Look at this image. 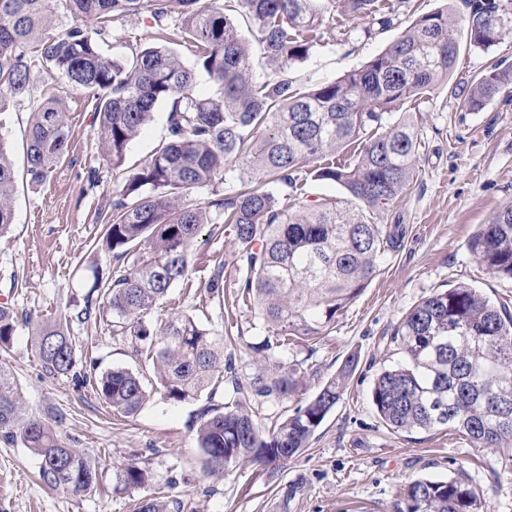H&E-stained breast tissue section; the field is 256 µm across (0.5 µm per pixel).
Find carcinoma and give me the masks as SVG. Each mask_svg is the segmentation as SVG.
Returning <instances> with one entry per match:
<instances>
[{
  "label": "carcinoma",
  "mask_w": 512,
  "mask_h": 512,
  "mask_svg": "<svg viewBox=\"0 0 512 512\" xmlns=\"http://www.w3.org/2000/svg\"><path fill=\"white\" fill-rule=\"evenodd\" d=\"M76 22L53 27L46 0H0V115L7 101L30 92L34 71L55 73L66 86L93 93L100 149L118 167L127 145L151 120L155 107L170 103L168 141L112 197V222L104 238L117 260L141 243L137 257L112 281H94L77 318L112 316V332L152 361L165 398L195 399L208 392L197 414L196 441L209 475H222L243 461L279 468L307 447L342 398L358 365L349 354L336 376L290 415L261 428L249 403L258 397L282 401L295 381L275 367L276 355L295 343H312L336 327V319L361 294L386 248H397L400 225L375 222V214L410 190L419 174L421 134L403 112L384 117L439 85L478 110L508 85L512 64L499 58L469 87L450 78L459 46L457 23L470 45H498L500 26L512 30V0H465L468 12L426 14L404 29L382 52L338 79L306 89L288 69L308 58L326 16L371 15L387 28L392 18L377 0H237L255 28L259 56L219 0H65ZM148 13L160 33L173 25L198 51L186 66L164 45L108 55L100 20ZM275 64L281 76L257 82L258 65ZM214 82L213 94L195 93V69ZM64 98L44 99L32 112L26 143V175L44 184L69 150ZM363 140L358 161L342 166L330 157ZM314 178L341 186L346 197L296 214L282 191L297 189L298 174L312 164ZM246 166L254 186L224 192V173ZM16 174L0 142V237L13 224ZM195 189L208 198L187 200ZM207 224H223L240 245L235 255L236 299L257 311L268 336L261 350L270 368L240 376L224 359V336L193 316L177 314L156 326L151 311L185 278L192 247ZM474 257L492 275L512 279V210L500 213L470 242ZM105 298L93 306V294ZM208 292L224 298V267H217ZM13 309L0 306V349L17 329ZM391 342L404 362L383 369L371 396L387 427L396 431L446 429L478 448L512 439V307L462 285L435 293L401 320ZM32 346L49 377L70 373L78 363L71 336L58 324L38 327ZM98 395L112 410L133 415L146 399L140 377L117 367L94 376ZM223 403H214L218 389ZM0 437L27 448L39 461V477L50 488L75 494L94 488L98 463L59 435L54 425L24 411L20 387L0 365ZM149 472L130 460L121 468L125 488L149 484ZM404 512H483L479 491L460 478L421 479L404 489ZM136 512H181V503L146 496Z\"/></svg>",
  "instance_id": "1"
}]
</instances>
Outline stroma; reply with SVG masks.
Returning a JSON list of instances; mask_svg holds the SVG:
<instances>
[{
	"instance_id": "35a3bbf8",
	"label": "stroma",
	"mask_w": 512,
	"mask_h": 512,
	"mask_svg": "<svg viewBox=\"0 0 512 512\" xmlns=\"http://www.w3.org/2000/svg\"><path fill=\"white\" fill-rule=\"evenodd\" d=\"M378 3L395 9L391 29L370 30L369 18L362 16L327 18L323 38L306 60L292 66L290 77L308 86L336 79L378 54L418 16L449 3L457 12L465 10L462 0ZM107 28L103 48L111 55L156 41L143 14L111 19ZM454 34L459 44L454 81L475 76L490 56L512 59V34L489 53L472 47L463 28ZM54 94L65 97L69 151L42 186L17 183L14 222L0 239V305L14 309L18 328L10 351L0 353V363L14 374L27 415L56 425L70 447L100 463L99 486L80 494L47 487L38 477L36 458L0 439V512H134L140 498L157 491L180 500L183 512H400L406 482L454 477L480 491L485 512H512V441L477 448L446 430L396 432L382 423L371 396L377 374L397 361L385 337L422 299L469 285L512 305V280L491 275L469 249L483 225L512 209V88L475 111L444 89L404 104L421 129L419 178L404 198L378 215L383 224L401 220L403 242L383 254L371 281L328 336L315 346L289 350L282 370L295 374L298 386L280 403L253 400L255 418L266 426L304 405L352 352L359 356L356 373L308 447L284 468L265 470L245 462L221 477L202 471L195 428L201 400L166 399L156 387L151 362L134 353L130 340L113 335L110 318H75L94 279L110 280L121 267L112 252L96 246L103 228L98 210L166 141L168 106L156 107L147 127L129 144L124 164L115 168L100 150L91 93L66 91L56 74L41 72L30 98L11 101L0 117V140L16 168L24 166L33 108ZM92 170L99 175L93 185L87 181ZM239 249L230 230L206 225L185 280L159 301L151 318L159 325L184 312L213 333H231L224 353L241 376L250 377L268 365L254 350L266 332L254 310L234 301L233 257ZM219 266L224 269L220 302L206 291ZM58 320L65 322L83 365L100 371L120 366L139 374L147 398L135 415L114 413L91 381L46 376L30 332ZM133 458L149 471L150 484L119 488L120 470ZM292 485L298 492L283 504Z\"/></svg>"
}]
</instances>
